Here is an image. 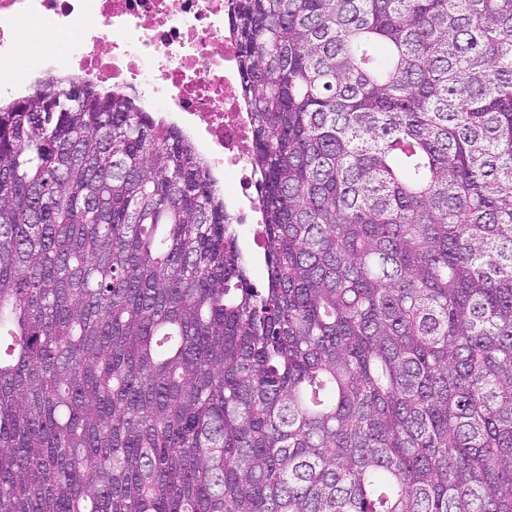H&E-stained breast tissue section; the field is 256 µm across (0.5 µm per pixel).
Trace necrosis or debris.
<instances>
[{"label": "necrosis or debris", "mask_w": 512, "mask_h": 512, "mask_svg": "<svg viewBox=\"0 0 512 512\" xmlns=\"http://www.w3.org/2000/svg\"><path fill=\"white\" fill-rule=\"evenodd\" d=\"M231 0H0V72L25 95L59 68L161 112L204 158L217 184L234 176L228 211L259 234L251 195V115L240 102Z\"/></svg>", "instance_id": "necrosis-or-debris-1"}]
</instances>
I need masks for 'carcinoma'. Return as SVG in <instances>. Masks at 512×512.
Listing matches in <instances>:
<instances>
[{"instance_id":"obj_1","label":"carcinoma","mask_w":512,"mask_h":512,"mask_svg":"<svg viewBox=\"0 0 512 512\" xmlns=\"http://www.w3.org/2000/svg\"><path fill=\"white\" fill-rule=\"evenodd\" d=\"M230 21L262 288L175 126L0 103V512H512V0Z\"/></svg>"}]
</instances>
